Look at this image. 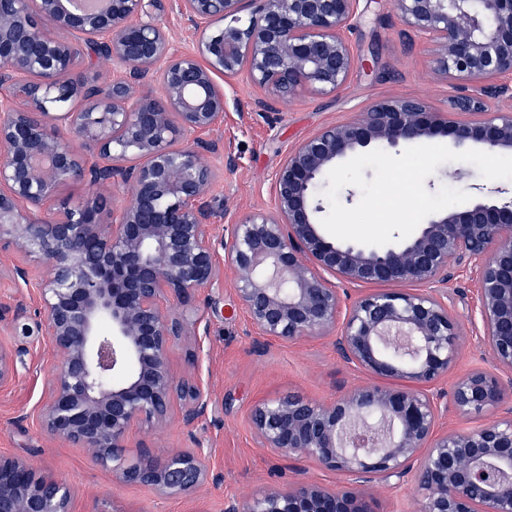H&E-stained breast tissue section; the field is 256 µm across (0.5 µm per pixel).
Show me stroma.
<instances>
[{
  "instance_id": "35a3bbf8",
  "label": "stroma",
  "mask_w": 512,
  "mask_h": 512,
  "mask_svg": "<svg viewBox=\"0 0 512 512\" xmlns=\"http://www.w3.org/2000/svg\"><path fill=\"white\" fill-rule=\"evenodd\" d=\"M151 12L168 28L178 50L193 48L200 32L182 15L178 0H155ZM404 30L390 0H361L352 41L370 60V67L356 68L334 94L306 95L278 105L273 112L256 107L261 93L244 79L226 82L227 111L217 136L225 151L236 156L237 167L217 170L216 235H223L229 216L269 206L272 174L286 152L324 125L345 121L379 98L413 95L439 110L448 109L452 89L432 71L421 42L411 41ZM485 183L473 165L454 161L439 166L425 186L431 192L443 185L469 192ZM16 261L13 253L0 250V305L24 303L29 320L39 321L36 288L14 282L7 274ZM476 277V269L470 268L454 272L448 282V309L463 322L464 338L459 358L437 384L441 390L471 370L493 369L477 314ZM232 300L233 290L227 285L202 289L192 299L207 327L199 371L211 398L208 416L189 429L174 418L151 432L134 429L128 437L133 448L146 440L170 450L203 448L218 483L190 498L162 496L113 478L110 471L92 462L85 449L46 437L35 415L60 360L52 355L44 336L22 334L9 321L0 322V344L14 352L16 378L0 388V453L28 458L64 479L75 491L73 512H87L93 505L99 512H224L227 501L247 500L300 476L327 486L339 485L341 479L334 473L260 448L249 414L258 401L291 392L318 401L330 399L367 381V374L343 363L326 338L259 341L246 314L231 312ZM24 412L28 420L18 422ZM373 497L378 512L420 509V495L409 480L376 482Z\"/></svg>"
}]
</instances>
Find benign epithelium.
<instances>
[{
    "mask_svg": "<svg viewBox=\"0 0 512 512\" xmlns=\"http://www.w3.org/2000/svg\"><path fill=\"white\" fill-rule=\"evenodd\" d=\"M151 2L0 0V85L12 90L0 96V250L20 258L14 281L28 285L38 269L39 327L61 358L38 410L43 431L161 495L191 497L215 480L199 449L143 444L131 458L127 438L165 423L175 406L187 427L208 414L198 374L175 377L168 357L183 339L197 365L201 318L171 308L228 279L259 337H331L344 363L405 384L257 402L260 447L355 484L299 478L224 512H373L371 488L390 478L414 482L420 512H512V409L475 429H439L442 406L470 414L512 392V190L480 187L385 248L325 235L318 194L333 168L377 149L444 137L455 149L512 155V0H395L454 89L452 109L377 99L323 126L284 156L271 206L233 216L222 239L213 224L219 146L196 137L223 126L218 78L245 75L265 111L335 93L365 66L350 39L360 0H180L201 30L189 51L175 48ZM85 52L112 59V72L76 77L71 60ZM150 81L155 94L142 92ZM74 183L96 191L69 206L58 195ZM470 266L498 374L472 371L445 396L432 386L458 359L462 326L441 289L451 270ZM344 283L388 288L346 306ZM15 376L13 351L0 345V385ZM71 501L52 472L0 454V512H71Z\"/></svg>",
    "mask_w": 512,
    "mask_h": 512,
    "instance_id": "1",
    "label": "benign epithelium"
}]
</instances>
